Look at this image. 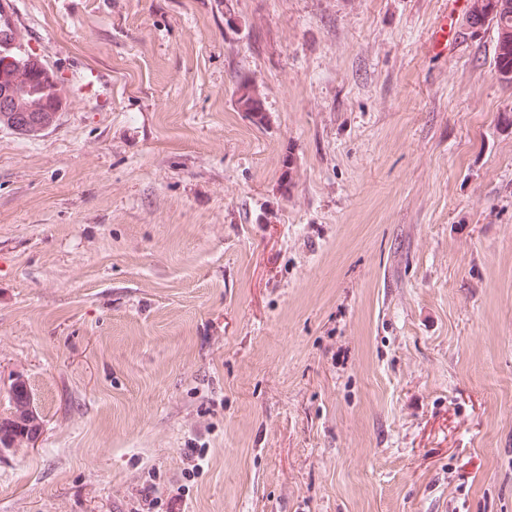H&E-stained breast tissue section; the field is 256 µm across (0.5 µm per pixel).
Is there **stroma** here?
<instances>
[{"instance_id":"obj_1","label":"stroma","mask_w":512,"mask_h":512,"mask_svg":"<svg viewBox=\"0 0 512 512\" xmlns=\"http://www.w3.org/2000/svg\"><path fill=\"white\" fill-rule=\"evenodd\" d=\"M470 5L13 0L65 95L0 127V414L21 377L42 423L0 512H512V88Z\"/></svg>"}]
</instances>
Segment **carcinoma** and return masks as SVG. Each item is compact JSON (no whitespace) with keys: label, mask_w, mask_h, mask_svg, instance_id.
Segmentation results:
<instances>
[{"label":"carcinoma","mask_w":512,"mask_h":512,"mask_svg":"<svg viewBox=\"0 0 512 512\" xmlns=\"http://www.w3.org/2000/svg\"><path fill=\"white\" fill-rule=\"evenodd\" d=\"M495 21L497 41L494 67L498 80L512 87V0H472L469 12L471 26H480L486 19ZM49 71L40 60L23 52L19 43L8 48L0 46V74L11 80L0 81V125L35 134L52 124L61 108L63 90L60 82L45 76ZM237 105L245 112L261 111V104L246 86L238 90ZM12 411L0 417V445H18L29 435L31 424L22 420V413L33 412L30 389L24 388L10 396Z\"/></svg>","instance_id":"1"}]
</instances>
